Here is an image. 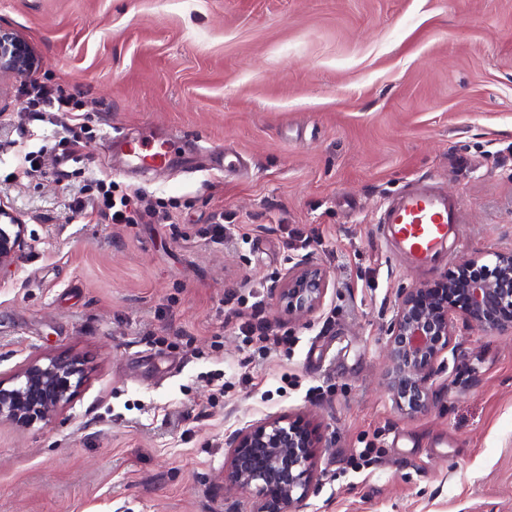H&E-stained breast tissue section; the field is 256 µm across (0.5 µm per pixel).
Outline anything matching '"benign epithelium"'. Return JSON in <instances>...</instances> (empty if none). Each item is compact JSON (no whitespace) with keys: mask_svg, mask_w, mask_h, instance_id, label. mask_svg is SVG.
<instances>
[{"mask_svg":"<svg viewBox=\"0 0 512 512\" xmlns=\"http://www.w3.org/2000/svg\"><path fill=\"white\" fill-rule=\"evenodd\" d=\"M31 60L27 45L0 27V79L23 75ZM0 276L12 271L27 246L26 228L0 205ZM493 268L470 260L447 275L439 289L404 292L387 330V385L398 406L421 413L432 403L430 381L456 331V317L483 329L512 334V252L495 254ZM327 290L326 275L312 265H299L276 288L278 304L299 316L315 312ZM87 373L74 355L33 360L14 374V385L0 380V422L49 421L71 399V378ZM317 440L313 432L288 417H269L238 430L224 469L230 484L255 494L254 512H304L315 479Z\"/></svg>","mask_w":512,"mask_h":512,"instance_id":"7a95c632","label":"benign epithelium"}]
</instances>
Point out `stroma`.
Segmentation results:
<instances>
[{
	"label": "stroma",
	"mask_w": 512,
	"mask_h": 512,
	"mask_svg": "<svg viewBox=\"0 0 512 512\" xmlns=\"http://www.w3.org/2000/svg\"><path fill=\"white\" fill-rule=\"evenodd\" d=\"M0 27L83 102L31 123L24 77L0 79V203L28 242L0 280V379L47 355L88 371L49 422L0 424V512H251L224 464L270 416L318 431L305 512H512V335L458 322L417 415L385 358L402 293L512 251V0H0ZM112 130L182 149L163 176L122 169ZM60 145L80 156L63 180ZM223 147L245 172L208 168ZM98 178L169 220L73 216ZM423 178L467 218L428 270L378 226ZM303 263L328 289L292 317L275 290ZM255 301L280 345L241 333Z\"/></svg>",
	"instance_id": "1"
}]
</instances>
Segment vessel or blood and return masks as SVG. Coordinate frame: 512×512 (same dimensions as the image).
Segmentation results:
<instances>
[{
  "label": "vessel or blood",
  "mask_w": 512,
  "mask_h": 512,
  "mask_svg": "<svg viewBox=\"0 0 512 512\" xmlns=\"http://www.w3.org/2000/svg\"><path fill=\"white\" fill-rule=\"evenodd\" d=\"M113 153L126 162L157 173L168 169L180 143L178 134L169 133L150 143L122 134L110 136ZM465 210L432 180L417 181L389 201L379 221L387 247L409 265L433 267L446 255L449 240L462 236Z\"/></svg>",
  "instance_id": "b4317fda"
}]
</instances>
